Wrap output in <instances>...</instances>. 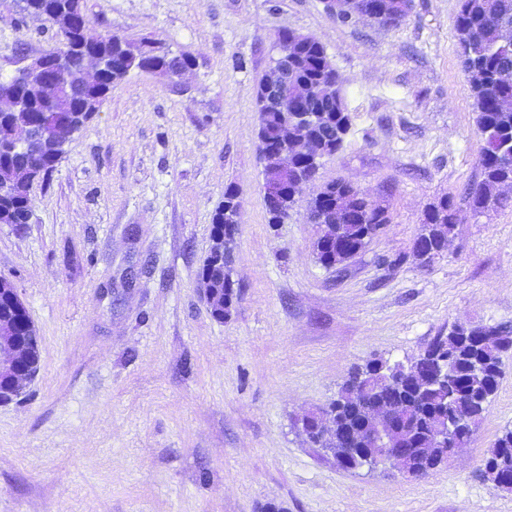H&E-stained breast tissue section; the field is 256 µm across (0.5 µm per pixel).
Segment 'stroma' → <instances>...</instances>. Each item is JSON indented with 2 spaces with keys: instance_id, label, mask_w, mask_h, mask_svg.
Listing matches in <instances>:
<instances>
[{
  "instance_id": "1",
  "label": "stroma",
  "mask_w": 512,
  "mask_h": 512,
  "mask_svg": "<svg viewBox=\"0 0 512 512\" xmlns=\"http://www.w3.org/2000/svg\"><path fill=\"white\" fill-rule=\"evenodd\" d=\"M457 0H413L396 28L341 25L322 0H84L92 29L188 56L179 82L115 84L33 187L28 224H0V277L40 336L37 373L0 403V512H512L483 476L512 428V351L480 427L421 476L340 469L298 429L355 367L405 362L459 323H512V206L474 213L483 142L461 71ZM0 0V75L52 44ZM318 40L351 115L315 185L367 192L388 222L343 270L318 262L306 203L268 224L257 87L282 31ZM235 186L213 317L199 288L211 218ZM453 200L447 250L415 257L427 212Z\"/></svg>"
}]
</instances>
